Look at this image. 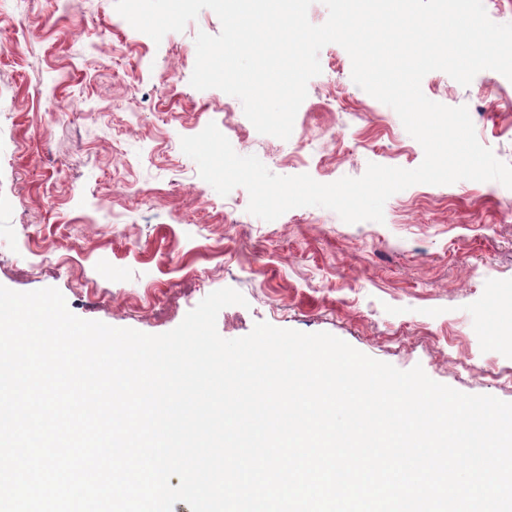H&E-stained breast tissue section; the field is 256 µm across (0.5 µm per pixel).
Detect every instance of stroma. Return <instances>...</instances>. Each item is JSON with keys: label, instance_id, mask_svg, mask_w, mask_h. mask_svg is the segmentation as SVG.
I'll list each match as a JSON object with an SVG mask.
<instances>
[{"label": "stroma", "instance_id": "1", "mask_svg": "<svg viewBox=\"0 0 512 512\" xmlns=\"http://www.w3.org/2000/svg\"><path fill=\"white\" fill-rule=\"evenodd\" d=\"M201 31L220 33L212 10L157 43L115 0H0V285L57 288L76 316L147 334L231 287L246 303L219 312L223 338L259 322L327 332L512 402V189L416 184L386 201L380 223L322 207L252 215L245 188L223 197L200 177L182 137L213 123L237 154L321 183L371 163L413 169L424 151L354 83L335 43L319 53L290 138L260 134L238 98L191 86ZM486 77L465 87L433 71L421 88L467 107L479 142L512 164V81L489 103L475 95Z\"/></svg>", "mask_w": 512, "mask_h": 512}]
</instances>
